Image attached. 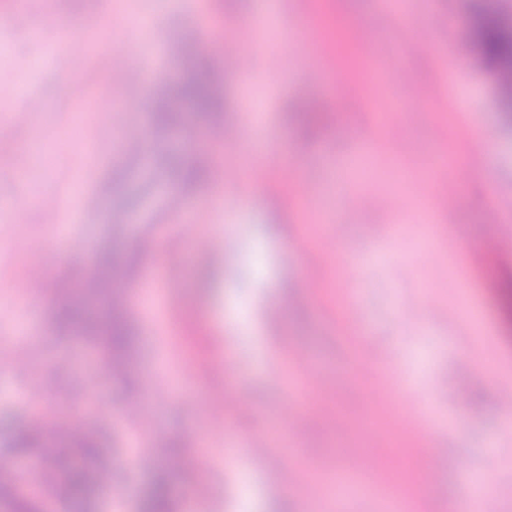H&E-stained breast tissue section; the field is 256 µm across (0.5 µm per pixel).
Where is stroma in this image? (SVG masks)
I'll return each instance as SVG.
<instances>
[{"label":"stroma","instance_id":"35a3bbf8","mask_svg":"<svg viewBox=\"0 0 512 512\" xmlns=\"http://www.w3.org/2000/svg\"><path fill=\"white\" fill-rule=\"evenodd\" d=\"M407 2L410 17L401 20L374 0H329L347 45L371 43L389 75L376 85L357 81L340 107L335 86L312 85L296 52L311 38L300 22L310 0H46L37 35L0 0V85L20 90L0 101V459L12 460L18 485H32L51 460L11 457L13 436L70 406L107 447L110 483L90 512H139L162 473L171 477L174 512H327L322 494L288 487L283 472L296 464L311 486L335 483L351 448L384 458L362 473L368 492L350 499L353 512H385L381 492L400 482L412 487L405 512H465L470 480L483 473L492 486L486 507L512 512V426L498 403L512 384V371L498 367L512 363V319L494 288L512 279V252L488 247L501 223H512V203L498 194L512 187V127L470 38L476 7L512 19V0ZM121 7L152 22L159 87L211 59L204 46L191 58L181 50L186 29L203 20L220 30L229 63L258 18L271 16L278 55L254 53L247 78L225 68L218 81L227 110L187 113L163 133L152 95L129 74L125 49L140 32L116 22ZM433 14L446 28L428 50L402 54L410 22ZM63 32L94 40L95 50L71 61ZM32 98L38 111L27 109ZM391 122L403 123L400 136L387 135ZM130 123L145 133L144 152L115 150ZM216 124L255 127L264 155L250 164V141L212 144ZM360 137L376 156L367 177L349 179L338 161ZM161 143L206 165L207 177L190 183L154 162ZM38 147L46 160L17 175L14 155ZM456 165L466 175L450 201ZM283 167L298 188L292 200L277 185ZM242 189L250 204L239 209L230 199ZM46 195L58 202L53 224L40 205ZM20 207L25 220L12 223ZM452 236L462 247L448 258ZM78 237L84 264L110 256L130 300L128 372L103 369L100 348L60 322L58 288L71 261L53 252ZM152 269L162 284L151 304L142 276ZM307 275L316 291L303 288ZM15 351L26 353V368L11 365ZM298 355L332 380L349 360L363 368L327 408L306 416L299 437L273 411L301 385L291 368ZM222 358L228 369L220 373L212 364ZM177 376L186 382L178 393ZM384 380L396 401L418 402L411 422L374 403ZM231 389L241 402L213 431L211 409ZM136 402L147 406L145 424L122 415ZM258 441L265 449L252 453ZM423 457L437 472L430 485L419 474Z\"/></svg>","mask_w":512,"mask_h":512}]
</instances>
